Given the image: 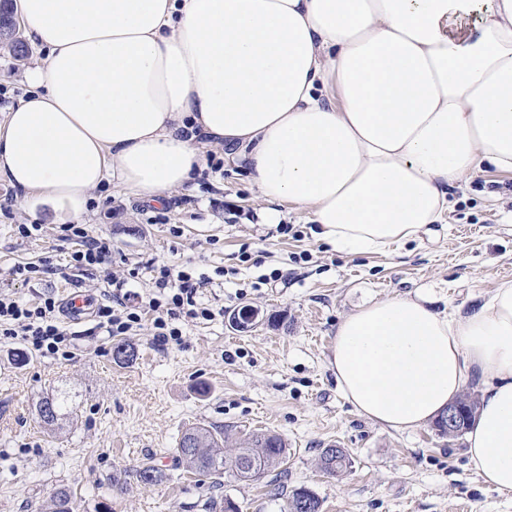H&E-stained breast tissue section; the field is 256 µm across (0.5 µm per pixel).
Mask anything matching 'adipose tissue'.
Listing matches in <instances>:
<instances>
[{
  "label": "adipose tissue",
  "instance_id": "adipose-tissue-1",
  "mask_svg": "<svg viewBox=\"0 0 512 512\" xmlns=\"http://www.w3.org/2000/svg\"><path fill=\"white\" fill-rule=\"evenodd\" d=\"M45 55L0 121V180L76 220L109 181L164 203L205 141L246 166L276 223L308 210L336 251L443 223L448 191L512 174V0H16ZM480 16L470 35L456 19ZM329 365L354 410L413 430L470 383L466 453L512 494V282L460 318L422 297L362 305Z\"/></svg>",
  "mask_w": 512,
  "mask_h": 512
}]
</instances>
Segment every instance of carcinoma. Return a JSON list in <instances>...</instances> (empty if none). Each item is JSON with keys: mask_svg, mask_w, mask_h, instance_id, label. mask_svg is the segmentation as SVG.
I'll list each match as a JSON object with an SVG mask.
<instances>
[{"mask_svg": "<svg viewBox=\"0 0 512 512\" xmlns=\"http://www.w3.org/2000/svg\"><path fill=\"white\" fill-rule=\"evenodd\" d=\"M67 400L57 391L41 397L35 405L37 419L50 430L65 415ZM232 438L227 428L206 429L189 427L181 435L174 455L186 470L202 476H221L226 471L244 479H257L280 463L286 454L285 440L270 432H255L239 440L238 454L224 456V442ZM347 454L324 448L320 454L321 467L336 473L346 466ZM322 502L306 489H299L287 498L286 512H321ZM73 496L60 488L50 496L47 512H74Z\"/></svg>", "mask_w": 512, "mask_h": 512, "instance_id": "1", "label": "carcinoma"}]
</instances>
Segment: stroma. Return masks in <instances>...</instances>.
I'll use <instances>...</instances> for the list:
<instances>
[{"label":"stroma","instance_id":"stroma-1","mask_svg":"<svg viewBox=\"0 0 512 512\" xmlns=\"http://www.w3.org/2000/svg\"><path fill=\"white\" fill-rule=\"evenodd\" d=\"M37 54L32 47L19 58L0 45V116L25 91ZM206 152L220 158V170L196 173L164 205L106 183L83 221L112 241L108 273L138 268L136 288L148 284L151 261L209 276L199 296L213 318L179 321L177 343L160 344L148 329L130 337L136 357L127 365L112 358L113 336H80L71 358L31 353L19 365L23 344L0 335V512H44L58 488L75 493L79 512H211L214 498L240 512H281L285 493L300 488L318 496L322 512H512V495L489 489L469 465L463 437L430 424L397 431L358 415L328 365L338 323L363 303L418 294L436 311L463 316L512 282V176L488 167L453 190L447 223L420 241L346 255L321 240L306 210L285 206L278 223H264L267 204L250 173L225 159L223 147ZM33 220L39 235L18 239L15 225ZM284 224L291 233H281ZM59 226L48 208L33 218L13 201L0 212V289L33 303L70 293L58 272L66 263L55 249ZM45 257L53 273L14 280L15 264ZM275 269L283 280L265 282ZM246 305L260 316L239 332L229 318ZM52 389L67 394L74 412L50 431L34 404ZM196 425L280 434L288 458L261 478L226 474L213 486L174 461L182 431ZM330 445L349 459L334 475L320 466ZM146 463L162 470L157 482L139 480ZM275 482L284 495L273 494Z\"/></svg>","mask_w":512,"mask_h":512}]
</instances>
